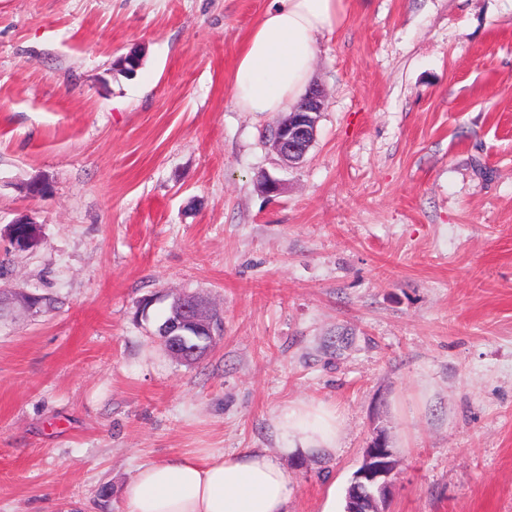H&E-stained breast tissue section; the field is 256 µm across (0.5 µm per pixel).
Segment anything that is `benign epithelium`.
Here are the masks:
<instances>
[{
    "instance_id": "benign-epithelium-1",
    "label": "benign epithelium",
    "mask_w": 512,
    "mask_h": 512,
    "mask_svg": "<svg viewBox=\"0 0 512 512\" xmlns=\"http://www.w3.org/2000/svg\"><path fill=\"white\" fill-rule=\"evenodd\" d=\"M324 109V97L320 89L312 87L302 108L289 113L274 127L271 145L277 155L289 165L303 161L317 136V123ZM9 238L14 248L30 250L40 240L39 225L27 219L16 220L9 226ZM10 298L23 303L30 311L41 304V296L20 289L10 290ZM176 315L159 328L157 340L163 349L176 360L193 365L203 359L211 349L222 321L214 316L208 302L194 293H182L174 300ZM396 468L393 453L384 437L376 436L367 448L364 462L354 476L358 498L351 500L346 512L369 511L366 502L386 499Z\"/></svg>"
}]
</instances>
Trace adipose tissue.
Returning a JSON list of instances; mask_svg holds the SVG:
<instances>
[{"mask_svg":"<svg viewBox=\"0 0 512 512\" xmlns=\"http://www.w3.org/2000/svg\"><path fill=\"white\" fill-rule=\"evenodd\" d=\"M349 0H274L248 33L235 62L233 98L244 112H290L305 95L325 34L347 18ZM277 426L296 451L336 448L333 407L295 402ZM293 481L266 452L245 449L197 458L171 457L138 466L120 512H288Z\"/></svg>","mask_w":512,"mask_h":512,"instance_id":"obj_1","label":"adipose tissue"}]
</instances>
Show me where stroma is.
I'll use <instances>...</instances> for the list:
<instances>
[{
  "label": "stroma",
  "mask_w": 512,
  "mask_h": 512,
  "mask_svg": "<svg viewBox=\"0 0 512 512\" xmlns=\"http://www.w3.org/2000/svg\"><path fill=\"white\" fill-rule=\"evenodd\" d=\"M270 4L0 0V252L55 301L0 319V512H119L138 465L247 448L288 512H344L379 433L387 512H512V0H353L291 166L232 96ZM179 292L224 322L190 366L154 336ZM294 401L336 450L287 452ZM39 225L28 219L16 220L9 226V238L14 248L30 250L35 248L40 240ZM277 426L288 437V452H326L337 448L340 429L333 407L292 403L279 411Z\"/></svg>",
  "instance_id": "stroma-1"
}]
</instances>
